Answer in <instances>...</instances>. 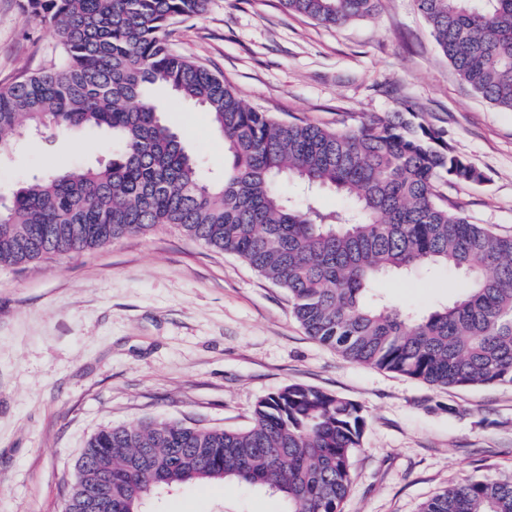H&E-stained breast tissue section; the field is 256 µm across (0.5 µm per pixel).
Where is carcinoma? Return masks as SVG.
Returning a JSON list of instances; mask_svg holds the SVG:
<instances>
[{
	"instance_id": "1",
	"label": "carcinoma",
	"mask_w": 512,
	"mask_h": 512,
	"mask_svg": "<svg viewBox=\"0 0 512 512\" xmlns=\"http://www.w3.org/2000/svg\"><path fill=\"white\" fill-rule=\"evenodd\" d=\"M379 0H282L342 26ZM207 0H24L51 26L55 65L0 87V155L26 131L97 128L112 159L23 182L0 205V265L104 246L162 225L237 255L288 291L306 334L345 357L441 386L512 384V236L476 224L444 188L482 180L445 132L417 112L371 113L355 127L280 121L249 106L172 46L173 26ZM460 79L512 112V0H414ZM199 105L224 139V178L204 177L153 91ZM297 182L298 202L283 189ZM333 189L346 206L325 211ZM458 272L453 300L419 313L374 294L381 277ZM362 408L294 384L262 399L242 431L142 422L95 433L65 501L103 481L112 512L199 482L279 494L284 512H342L360 447ZM420 512H512V477L485 476L427 500Z\"/></svg>"
}]
</instances>
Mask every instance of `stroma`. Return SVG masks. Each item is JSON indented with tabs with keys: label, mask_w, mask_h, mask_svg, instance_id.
I'll return each mask as SVG.
<instances>
[{
	"label": "stroma",
	"mask_w": 512,
	"mask_h": 512,
	"mask_svg": "<svg viewBox=\"0 0 512 512\" xmlns=\"http://www.w3.org/2000/svg\"><path fill=\"white\" fill-rule=\"evenodd\" d=\"M174 48L280 120L332 128L404 108L442 128L482 181L451 186L474 223L512 235V112L462 82L413 0L328 27L280 0H209ZM47 24L0 0V86L49 67ZM165 118L211 176L224 141L209 113L158 93ZM108 156L99 131L49 126L0 157V194L51 168ZM390 305L426 310L462 279L389 276ZM300 384L361 406L366 427L343 512H420L457 483L512 474V385L438 387L359 364L306 335L288 292L237 256L170 226L24 267H0V512H62L88 439L167 420L248 428L257 403ZM152 512H282L275 494L232 482L183 487Z\"/></svg>",
	"instance_id": "stroma-1"
}]
</instances>
